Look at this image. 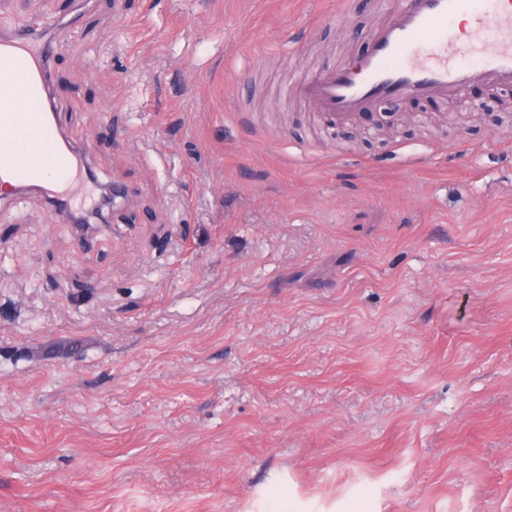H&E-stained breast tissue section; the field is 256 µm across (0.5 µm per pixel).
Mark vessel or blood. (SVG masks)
I'll return each instance as SVG.
<instances>
[{
	"mask_svg": "<svg viewBox=\"0 0 512 512\" xmlns=\"http://www.w3.org/2000/svg\"><path fill=\"white\" fill-rule=\"evenodd\" d=\"M89 4L72 0L71 11L51 22L0 30V172L11 179V200L40 198L83 246L108 227L75 208L73 195L89 183L100 196L123 195L100 183L90 150L70 135L53 99L60 39L78 27ZM477 82L512 87V0H390L362 55L283 93L307 103L324 123L347 127L381 104L456 100Z\"/></svg>",
	"mask_w": 512,
	"mask_h": 512,
	"instance_id": "1",
	"label": "vessel or blood"
}]
</instances>
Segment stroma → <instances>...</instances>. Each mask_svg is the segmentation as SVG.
<instances>
[{
	"instance_id": "1",
	"label": "stroma",
	"mask_w": 512,
	"mask_h": 512,
	"mask_svg": "<svg viewBox=\"0 0 512 512\" xmlns=\"http://www.w3.org/2000/svg\"><path fill=\"white\" fill-rule=\"evenodd\" d=\"M68 0H0V26ZM385 0H93L53 94L132 192L0 209V512H512V89L322 131Z\"/></svg>"
}]
</instances>
